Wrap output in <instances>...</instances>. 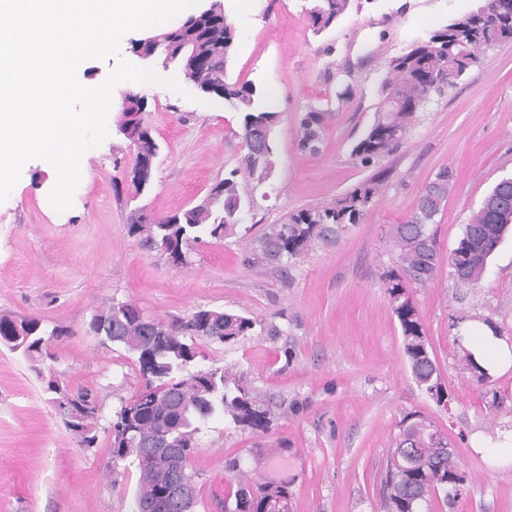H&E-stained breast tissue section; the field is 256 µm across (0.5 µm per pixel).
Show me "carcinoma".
<instances>
[{
	"label": "carcinoma",
	"mask_w": 512,
	"mask_h": 512,
	"mask_svg": "<svg viewBox=\"0 0 512 512\" xmlns=\"http://www.w3.org/2000/svg\"><path fill=\"white\" fill-rule=\"evenodd\" d=\"M311 27L319 33L331 27L349 9L352 0H308ZM512 40V0H478L470 12L448 20L407 53L388 63V76L380 87L381 102L371 126L354 144L352 155L368 163L391 153L420 120L423 108L436 95L477 63L482 45ZM236 33L219 2L194 13L177 25L153 31L133 43V49H151L159 43L164 54L158 65H186L195 54L198 65L188 67V78L222 90L224 100L239 114L246 148L240 166L210 189L196 205L179 213L141 221L133 214L129 232L149 249H158L173 263L188 262L189 251L204 237L222 239L238 225L245 205L239 179L257 186L275 167L271 133L278 115L268 109L265 96L250 81H233L227 66L235 50ZM144 98L127 94L121 103L117 129L133 144L132 165L156 160L159 144L144 124ZM326 113L312 109L300 120L298 145L317 152L324 139ZM454 173L439 171L419 196L410 215L390 229L395 268L385 275L386 293L401 329L403 352L413 379L437 405L448 407V391L436 362L411 289L424 287L437 276L441 263L436 216L453 183ZM379 194L372 180L361 183L334 202L302 209L280 224H270L253 240L252 263L277 265L286 270L315 248L335 246L359 222ZM512 230V178H503L484 197L463 225L455 247L448 253V274L458 288H475L483 279L490 256ZM63 327L48 330L38 317L16 318L0 314V345L21 353L32 363L48 356L51 338ZM86 333L133 355L143 389L121 403L115 418L100 427L98 399L90 392H70L52 379L44 380L54 409L71 410L61 416L65 427L91 452L98 432L110 437L111 472L117 465H132L138 473L134 503L146 501L154 512H171L172 502L161 492L169 472L164 464L177 456L190 460L199 434L209 421L222 417L251 431L267 432L284 410L262 391L248 385L235 363L198 365L197 341L231 350L250 336L277 340L288 332L263 319L239 312L200 309L185 322H166L149 316L137 305L113 302L94 312ZM463 370L479 384L490 375L462 350ZM459 462L449 448L448 436L416 413L406 414L381 478L382 512H422L428 496L441 490L457 498ZM288 483L269 482L258 475L239 476L234 502L224 512H290Z\"/></svg>",
	"instance_id": "cac0c4a2"
}]
</instances>
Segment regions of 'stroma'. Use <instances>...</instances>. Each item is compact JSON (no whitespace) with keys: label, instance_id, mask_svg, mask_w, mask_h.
<instances>
[{"label":"stroma","instance_id":"obj_1","mask_svg":"<svg viewBox=\"0 0 512 512\" xmlns=\"http://www.w3.org/2000/svg\"><path fill=\"white\" fill-rule=\"evenodd\" d=\"M223 4L237 35L229 74L252 82L278 114L275 170L255 189V207L241 212L237 234L206 240L178 266L128 232L134 211L163 217L196 205L245 153L235 110L186 79L177 91L135 88L160 146L147 191L134 197L115 190L134 148L113 127L92 149L70 209L48 206L55 176L38 159L25 164L0 203V314L69 329L38 371L0 348V512H131L137 471L111 479L108 433L99 432L95 451H83L42 380L50 374L90 390L105 424L136 395L141 379L133 356L84 329L97 308L117 301L165 320L221 308L288 331L287 341L254 336L230 351L199 345L205 364L237 363L252 385L300 406L266 433L220 418L206 426L191 460L201 474L199 512H224L236 491L226 469L233 458L245 474L287 480L291 512H380L381 471L400 421L414 412L447 434L467 478L462 497L437 493L425 512H512V466L492 464L472 444L512 429V369L478 385L462 371L455 342L459 320L488 317L512 343V235L477 287H455L443 267L413 291L449 407L437 406L413 380L383 280L392 266L390 228L411 213L436 173H455L437 216L444 254L492 187L512 176V41L485 51L427 106L395 152L365 166L351 151L374 120L389 61L471 11L476 0H354L318 34L307 0ZM345 87L349 99L337 100ZM314 107L330 116L321 151L309 154L297 147L298 118ZM377 176L383 182L373 206L334 248L311 252L285 273L246 264L254 236L267 225Z\"/></svg>","mask_w":512,"mask_h":512}]
</instances>
